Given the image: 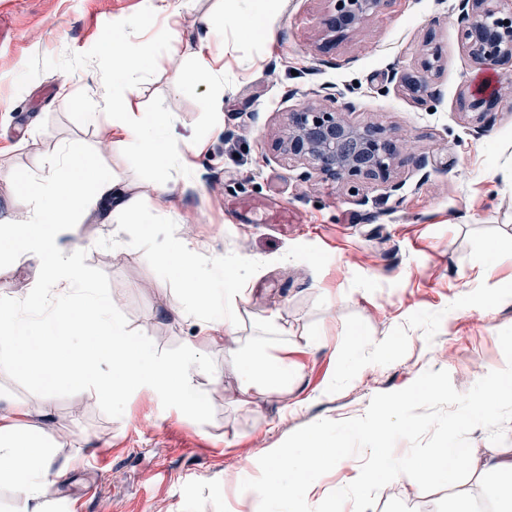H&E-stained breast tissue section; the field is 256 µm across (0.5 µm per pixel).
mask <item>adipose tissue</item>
Segmentation results:
<instances>
[{"label": "adipose tissue", "mask_w": 512, "mask_h": 512, "mask_svg": "<svg viewBox=\"0 0 512 512\" xmlns=\"http://www.w3.org/2000/svg\"><path fill=\"white\" fill-rule=\"evenodd\" d=\"M207 27L210 38L192 48V73L177 79V90L224 84V71L216 67L211 52V43L221 38L222 30L212 21ZM102 48L109 62L104 79L111 88L113 137L158 172L174 168L190 173L189 146L172 135V114L132 108L143 51L128 46L116 34L105 35ZM25 194L32 204L26 220H0V256L34 261L38 284L26 301L28 317H21L14 305L0 303V342L14 347L23 337L36 336L43 345L35 355L1 361V374L20 368L37 379L48 375L116 406L147 393L188 417L202 410L195 398V378L210 369L214 353L235 352L240 393L269 395L287 385L294 372L287 358L272 351L237 347L240 305L249 271L245 258L215 260L209 270H201L195 243L185 237L149 252V260L183 288L185 303L180 317L207 319L199 342L189 343L177 357H159L132 337L111 297L89 280L75 242V216L107 195L123 215L141 224L152 223L140 198L128 194L118 176L94 173L92 160L68 146L48 162L40 181L26 186ZM80 346L85 349L83 357L73 359V351ZM100 356L112 362L110 379L97 375L95 362ZM47 446L42 427L29 421L26 405L0 394V481L8 482L24 498H50L59 474L53 469ZM373 454L383 462L382 475L396 484L408 479L422 485L449 482L460 472L458 465L449 462L444 448L423 463L389 462L381 448ZM469 466L492 476L494 512H512V455L473 460Z\"/></svg>", "instance_id": "adipose-tissue-1"}]
</instances>
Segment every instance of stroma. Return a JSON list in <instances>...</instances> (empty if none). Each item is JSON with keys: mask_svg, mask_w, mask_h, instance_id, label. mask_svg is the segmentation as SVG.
Returning a JSON list of instances; mask_svg holds the SVG:
<instances>
[{"mask_svg": "<svg viewBox=\"0 0 512 512\" xmlns=\"http://www.w3.org/2000/svg\"><path fill=\"white\" fill-rule=\"evenodd\" d=\"M453 5L386 0L323 52L326 0H273L266 37L230 0H0V219L26 218L30 203L16 184L41 177L47 159L71 145L154 211L156 248L196 239L205 267L250 257L240 337L276 347L296 366L279 393L244 396L236 359L213 356L210 373L196 379L205 397L196 420L146 394L116 409L56 381L0 375V392L24 401L54 440L53 465L63 473L48 502L0 484V512H253L254 497L238 493L235 478L244 469L259 475V458L297 429L362 416L374 395L404 389L428 369L447 371L465 392L505 367L498 333L512 326V298L497 287L512 283V260L490 280L480 273L493 244L512 239V94L503 93L480 133L467 100L484 74L512 78V62L480 68L459 43ZM136 16L144 25L129 26ZM209 16L224 26L213 46L224 68L214 130L209 89L180 92L171 83L175 70L191 71L188 49ZM115 31L150 46L134 105L172 113L182 140L206 136L189 155L194 178L171 172L163 209L152 190L158 172L112 139L100 45ZM430 34L442 69L434 96L419 103L390 73L415 70ZM64 88L99 112L98 124L60 108ZM326 93L351 104L348 120L390 129L427 167L400 165L392 193L306 175L276 153L288 110ZM76 222L90 280L137 339L174 357L200 336L199 322L176 313L182 288L132 248L139 225L123 223L113 205ZM37 282L32 262L0 260V301L24 309ZM461 492L478 512H493L484 480L470 473L386 486L372 512H446Z\"/></svg>", "mask_w": 512, "mask_h": 512, "instance_id": "1", "label": "stroma"}]
</instances>
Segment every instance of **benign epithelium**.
<instances>
[{"label":"benign epithelium","mask_w":512,"mask_h":512,"mask_svg":"<svg viewBox=\"0 0 512 512\" xmlns=\"http://www.w3.org/2000/svg\"><path fill=\"white\" fill-rule=\"evenodd\" d=\"M330 9L322 19L324 47L336 45L362 28L386 0H328ZM460 40L473 61L480 66L512 62V0H458ZM441 60V50L428 36L416 70L400 81L418 101L433 96L432 81ZM502 88L494 94L475 92L469 108L476 114L478 129L497 104ZM282 155L304 165L309 171L333 181L357 184L377 181L391 192L401 189L394 174L404 147L385 127L355 124L341 108L309 103L287 112L286 122L275 140Z\"/></svg>","instance_id":"7a95c632"}]
</instances>
